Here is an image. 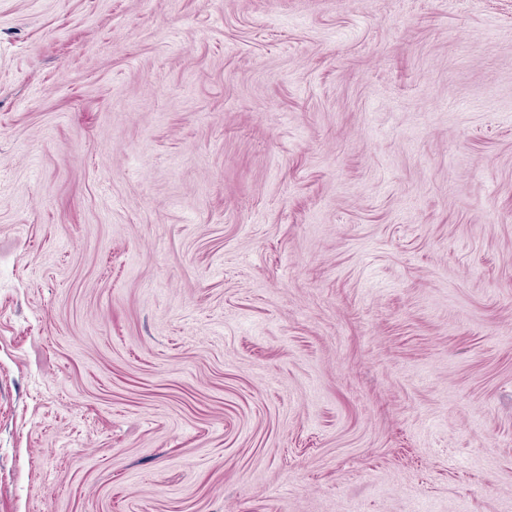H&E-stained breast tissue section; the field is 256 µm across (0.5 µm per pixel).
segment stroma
I'll return each mask as SVG.
<instances>
[{
    "label": "stroma",
    "mask_w": 512,
    "mask_h": 512,
    "mask_svg": "<svg viewBox=\"0 0 512 512\" xmlns=\"http://www.w3.org/2000/svg\"><path fill=\"white\" fill-rule=\"evenodd\" d=\"M0 512H512V0H0Z\"/></svg>",
    "instance_id": "stroma-1"
}]
</instances>
